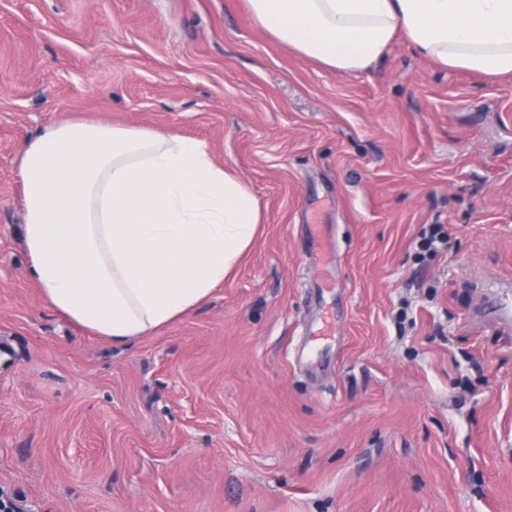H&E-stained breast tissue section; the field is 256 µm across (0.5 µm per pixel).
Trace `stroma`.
Returning a JSON list of instances; mask_svg holds the SVG:
<instances>
[{
	"label": "stroma",
	"instance_id": "stroma-1",
	"mask_svg": "<svg viewBox=\"0 0 512 512\" xmlns=\"http://www.w3.org/2000/svg\"><path fill=\"white\" fill-rule=\"evenodd\" d=\"M190 137L252 188L236 273L121 348L25 274L50 124ZM451 226L418 256L420 231ZM512 76L331 71L246 0H0V491L19 512H512ZM336 331L309 342L320 314ZM420 236L418 241L419 255L421 257L434 255L448 247L450 231L444 224H430Z\"/></svg>",
	"mask_w": 512,
	"mask_h": 512
}]
</instances>
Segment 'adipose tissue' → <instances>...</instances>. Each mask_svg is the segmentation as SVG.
<instances>
[{
  "label": "adipose tissue",
  "mask_w": 512,
  "mask_h": 512,
  "mask_svg": "<svg viewBox=\"0 0 512 512\" xmlns=\"http://www.w3.org/2000/svg\"><path fill=\"white\" fill-rule=\"evenodd\" d=\"M297 53L360 72L405 40L449 69L512 74V0H247ZM27 276L48 305L116 346L206 302L253 245L252 189L191 138L86 120L26 140L19 158Z\"/></svg>",
  "instance_id": "ef3b65f1"
}]
</instances>
